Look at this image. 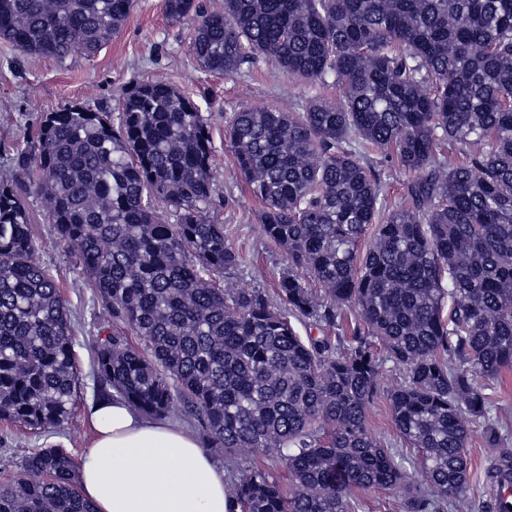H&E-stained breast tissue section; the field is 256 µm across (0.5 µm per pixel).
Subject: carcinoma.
Listing matches in <instances>:
<instances>
[{"mask_svg":"<svg viewBox=\"0 0 512 512\" xmlns=\"http://www.w3.org/2000/svg\"><path fill=\"white\" fill-rule=\"evenodd\" d=\"M134 6L0 0V39L21 55L91 56ZM164 9L192 22L205 70L238 75L261 60L319 89L225 124L263 233L286 254L282 306L213 279L243 260L213 216L211 124L197 103L142 82L116 123L78 103L48 112L14 155L22 181L0 183V420L59 425L78 382L66 303L35 257L31 191L108 321L143 342L101 328L96 399L115 392L147 415L191 418L230 461L276 449L288 488L261 465L227 466L231 512H360L356 491L380 488L401 489L404 512H471L472 426L491 447L508 433L486 390L512 369V0ZM361 148L414 175L402 204L387 208ZM349 310L350 336L328 335ZM297 321L322 335L300 336ZM387 362L405 371L388 398L414 460L368 427ZM0 512L94 509L72 456L47 447L0 485Z\"/></svg>","mask_w":512,"mask_h":512,"instance_id":"obj_1","label":"carcinoma"}]
</instances>
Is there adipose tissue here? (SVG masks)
Masks as SVG:
<instances>
[{
	"instance_id": "1",
	"label": "adipose tissue",
	"mask_w": 512,
	"mask_h": 512,
	"mask_svg": "<svg viewBox=\"0 0 512 512\" xmlns=\"http://www.w3.org/2000/svg\"><path fill=\"white\" fill-rule=\"evenodd\" d=\"M78 480L95 512H230L226 472L184 425L121 397L95 404Z\"/></svg>"
}]
</instances>
